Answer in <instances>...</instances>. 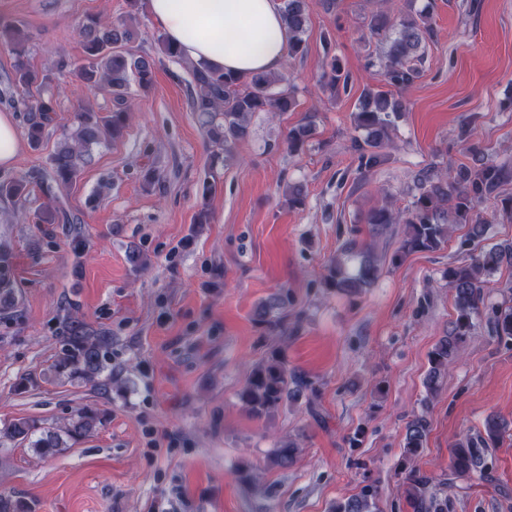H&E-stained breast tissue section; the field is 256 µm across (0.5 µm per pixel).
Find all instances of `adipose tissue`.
<instances>
[{"mask_svg":"<svg viewBox=\"0 0 512 512\" xmlns=\"http://www.w3.org/2000/svg\"><path fill=\"white\" fill-rule=\"evenodd\" d=\"M146 7L153 25L193 62L243 75L284 65L279 0H146Z\"/></svg>","mask_w":512,"mask_h":512,"instance_id":"obj_1","label":"adipose tissue"}]
</instances>
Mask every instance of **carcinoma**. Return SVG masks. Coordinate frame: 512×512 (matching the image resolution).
<instances>
[{
  "mask_svg": "<svg viewBox=\"0 0 512 512\" xmlns=\"http://www.w3.org/2000/svg\"><path fill=\"white\" fill-rule=\"evenodd\" d=\"M397 11H380L365 23L369 38L387 44V54L380 58L367 53L365 68L378 69L384 86H367L359 97L353 115L354 128L363 136L354 138L360 167L366 172L378 167L384 150L394 147L392 132L405 105L390 88L404 89L419 77L418 65L427 46L436 41L431 13L416 10L412 0ZM141 0H127L124 19L112 22L89 16L81 24L84 37V62L78 64L67 55L56 57L53 67L67 72L93 90L108 92L112 107L100 115L84 107L75 115L71 132L57 146L50 158V170L32 168L22 175L0 172V199L13 204L28 200L39 189L45 201L33 213L35 224H74L76 218L66 207L61 191L77 179L85 155L91 145L110 138H119L127 128L131 108V86L147 92L154 85L156 66L164 59L182 60L179 51L163 36L156 38L157 55L136 52L133 24L138 20ZM309 0H280V10L288 33V54L302 57L307 52ZM3 45L13 56L12 77L0 91L15 108L26 113V136L32 148L40 147L46 128L57 112L56 98L46 93L50 73L31 65V48L20 28L6 25ZM325 69L317 83L330 94L347 90L350 75L336 54L335 41L323 37ZM190 75L187 101L206 132L213 147V162L233 156L235 145L250 133L252 117L259 112H292L297 101L290 79L282 73L256 74L242 77L232 72L214 70L202 63L185 62ZM318 128V113L308 112L289 129L285 143L288 152H303ZM512 182V167L484 159L476 164L450 167L443 173L425 171L419 177L418 193L409 208L395 212L387 207L368 213L364 223L370 238L383 235L392 224L407 225L395 260L401 261L415 253L441 250L448 242L452 225L469 226L467 242L482 240L487 224L480 207L498 197L502 186ZM216 181L206 175L200 181L201 201L194 222L209 221L208 198L216 191ZM352 229L339 248L336 258L325 266L322 285L328 293L349 297L361 295L380 275L379 257L373 244L358 238ZM512 266V242L484 246L461 264L448 267L443 274L453 298L455 318L448 334L434 344L428 354L429 368L423 380L425 400L440 389L448 367L462 353L465 338L481 325L487 335L499 343L512 342V303H486L488 278L502 266ZM17 297L13 278L11 252L0 246V314L16 309ZM291 305L288 290L281 288L270 294L255 313V322L274 336L295 335L299 322L288 323ZM58 337L61 352L50 369V376L67 383H91L104 391L119 386L108 373L112 355V335L95 329L84 320L66 313L60 317ZM317 392L315 382L307 375L288 368L285 352L271 350L255 365L238 392L244 409L254 418L268 416L286 401L306 398L312 402ZM105 413L87 406L78 410L58 428L46 427L33 419H17L0 427V442L9 441L34 449L40 457L54 456L90 436L103 422ZM430 432L426 413L415 414L405 426V435L398 463V474L406 487L407 500L414 512H448V491L457 487V480L487 478L486 454L496 448L509 432V424L495 415L486 418L484 429L459 439L451 449L448 469L439 479L421 474L413 462L425 448ZM300 444L290 436L281 438L268 458L271 468L285 469L298 459ZM377 489L364 486L360 492L339 502L332 512H376ZM0 512H31V505L21 496L0 492Z\"/></svg>",
  "mask_w": 512,
  "mask_h": 512,
  "instance_id": "cac0c4a2",
  "label": "carcinoma"
}]
</instances>
